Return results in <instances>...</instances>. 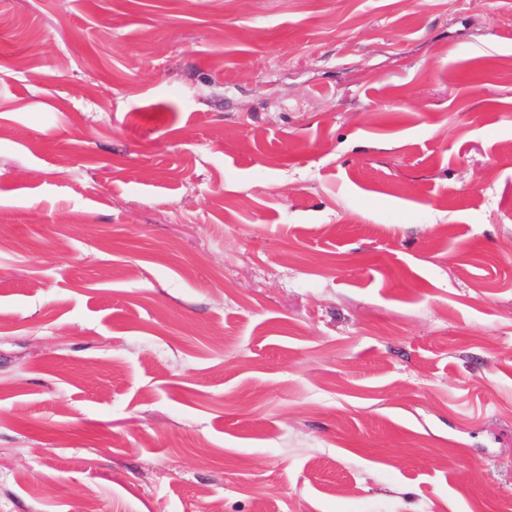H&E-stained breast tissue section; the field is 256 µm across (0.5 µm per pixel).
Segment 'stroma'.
<instances>
[{"label":"stroma","instance_id":"obj_1","mask_svg":"<svg viewBox=\"0 0 512 512\" xmlns=\"http://www.w3.org/2000/svg\"><path fill=\"white\" fill-rule=\"evenodd\" d=\"M0 512H512V0H0Z\"/></svg>","mask_w":512,"mask_h":512}]
</instances>
